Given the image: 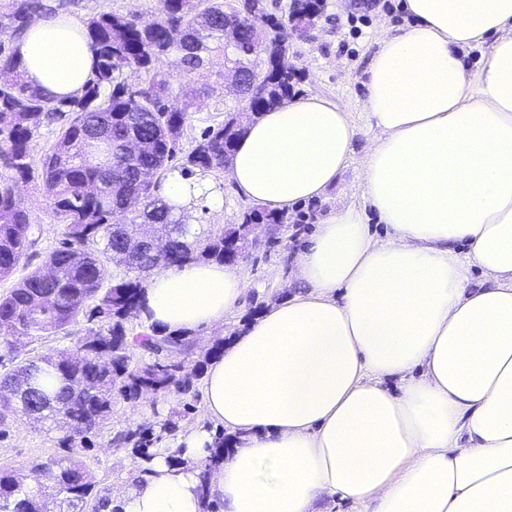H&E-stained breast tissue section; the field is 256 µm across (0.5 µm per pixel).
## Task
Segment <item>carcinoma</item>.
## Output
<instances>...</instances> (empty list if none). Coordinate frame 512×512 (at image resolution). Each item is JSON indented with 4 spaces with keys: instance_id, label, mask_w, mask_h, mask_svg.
<instances>
[{
    "instance_id": "carcinoma-1",
    "label": "carcinoma",
    "mask_w": 512,
    "mask_h": 512,
    "mask_svg": "<svg viewBox=\"0 0 512 512\" xmlns=\"http://www.w3.org/2000/svg\"><path fill=\"white\" fill-rule=\"evenodd\" d=\"M227 0H160L157 14L101 13L87 31L96 68L84 93L53 102L26 83L14 50L0 47V278L27 265L36 238L18 187L40 179L65 241L40 267L0 296V340L14 336L37 341L84 318L94 324L90 339L77 349L33 357L0 378V411L17 415L44 411L50 420L84 439L112 414L115 397L133 400L145 393L188 392L201 376L202 362L189 366L194 341L188 334H164L138 322L142 280L158 267L191 261L231 264L243 256L257 226L286 223L280 213L253 210L240 224L189 237L188 225L157 195L167 174L184 176L224 168L246 123L296 94L295 69L288 61V23L268 11ZM52 12L44 0H10L0 13L14 38L33 16ZM319 12L314 0L295 5L293 28L309 26ZM237 41L233 65L244 80L255 79L258 93L245 119L230 115L205 129L193 148L181 153L188 112L166 101L178 92L186 106L211 91L208 78L215 56L224 54L225 33ZM274 34L277 59L263 72L252 68L251 52ZM179 59L187 82L174 87L159 70L167 56ZM127 70L153 72L131 87ZM59 125L54 145L38 162L30 142L43 124ZM123 253L127 277L111 283L108 261ZM140 349L150 362L134 365ZM201 464L200 490L208 495L210 469L223 460L226 440ZM55 484L71 507L97 497L92 475L71 455L48 460ZM43 494L0 471V512H41Z\"/></svg>"
}]
</instances>
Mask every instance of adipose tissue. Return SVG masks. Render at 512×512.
I'll return each mask as SVG.
<instances>
[{"label":"adipose tissue","mask_w":512,"mask_h":512,"mask_svg":"<svg viewBox=\"0 0 512 512\" xmlns=\"http://www.w3.org/2000/svg\"><path fill=\"white\" fill-rule=\"evenodd\" d=\"M403 8L413 25L382 36L367 70L380 136L360 165L364 209L318 224L294 259L300 291L210 361L204 423L180 437V462L158 449L102 512H204L197 461L213 426L238 438L209 479L222 512H322L335 495L368 512H512V0ZM16 53L54 101L80 97L94 73L70 16L32 22ZM353 137L338 105L297 96L248 124L225 175L289 211L335 184ZM160 194L179 214L220 198L177 171ZM369 209L386 238L371 235ZM473 265L486 277L476 289ZM246 287L217 262L169 268L147 281L141 317L172 334L217 327Z\"/></svg>","instance_id":"ef3b65f1"}]
</instances>
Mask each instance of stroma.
I'll return each mask as SVG.
<instances>
[{
	"mask_svg": "<svg viewBox=\"0 0 512 512\" xmlns=\"http://www.w3.org/2000/svg\"><path fill=\"white\" fill-rule=\"evenodd\" d=\"M62 13L85 22L97 13L113 12L123 15L150 16L159 7L158 0H62ZM319 13L313 25L303 35L288 38L289 61L296 69L300 81L299 95H317L330 100L348 112L354 126L353 150L356 162L346 168L327 194L297 205V212L306 214V233H313L330 211L349 205H361V177L357 165L371 148L378 135L364 108L366 98V71L378 39L387 33L405 29L414 19L402 8V0H318ZM223 58H216L214 75L210 83L212 94L191 108L182 138L183 150H190L207 127L216 125L225 112L245 111L246 105L236 99L231 89L225 88L220 73ZM207 179L223 196L221 206L199 201L187 219L201 230H214L241 223L244 212L252 209V202L236 193L223 172L214 171ZM24 208L36 226L37 242L34 258L28 268L18 269L16 276L0 280V295L6 294L17 277L25 276L27 269L37 268L43 256L60 245L65 237L62 224L55 219L49 200L39 183L29 181L20 186ZM279 242H268L266 232H258L249 245L245 257L236 264L244 274L248 286L241 307L229 315L223 326L193 332L196 353H204L214 339L233 337L245 329L250 308L283 300L295 293L299 285L293 275L294 255L301 239L293 224H285L278 232ZM90 325L79 322L67 332L49 336L38 342L23 339L13 345L0 344V375L13 369L16 360L55 349H77L89 334ZM202 380L186 394L154 395L133 403L115 399L112 415L100 431L87 439L65 447L60 427L41 422L6 416L0 420V469L22 474L29 484L43 477L42 463L72 454L83 461L92 474L101 497L117 496L125 478L139 466L129 445L116 442L118 432L139 426H149L191 404L193 411L182 418L176 427L162 434L157 445L170 448L181 435L201 423Z\"/></svg>",
	"mask_w": 512,
	"mask_h": 512,
	"instance_id": "obj_1",
	"label": "stroma"
}]
</instances>
